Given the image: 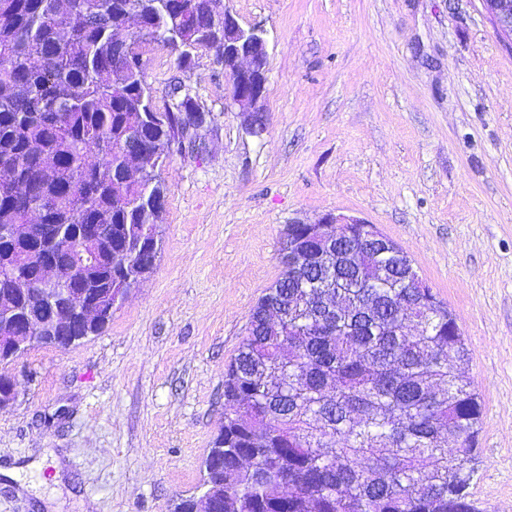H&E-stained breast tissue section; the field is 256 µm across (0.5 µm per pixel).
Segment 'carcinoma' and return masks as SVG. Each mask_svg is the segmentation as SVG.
I'll use <instances>...</instances> for the list:
<instances>
[{"label": "carcinoma", "instance_id": "cac0c4a2", "mask_svg": "<svg viewBox=\"0 0 512 512\" xmlns=\"http://www.w3.org/2000/svg\"><path fill=\"white\" fill-rule=\"evenodd\" d=\"M0 0V268L16 289L37 279L38 249L9 237L33 210L60 258L99 226L93 298L123 296L159 242L151 202L165 208L162 168L182 151L190 99L160 110L135 45L163 38L177 65L209 49L224 62V30L210 0ZM136 126L149 169L119 182L124 140ZM288 224L283 271L250 316L224 372V427L204 461L224 489L217 512H475L469 499L481 402L468 350L447 304L405 281L402 249L355 250L356 237L322 246ZM386 263L387 277L376 281Z\"/></svg>", "mask_w": 512, "mask_h": 512}]
</instances>
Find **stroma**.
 Instances as JSON below:
<instances>
[{"label": "stroma", "mask_w": 512, "mask_h": 512, "mask_svg": "<svg viewBox=\"0 0 512 512\" xmlns=\"http://www.w3.org/2000/svg\"><path fill=\"white\" fill-rule=\"evenodd\" d=\"M269 39L265 129L198 50L142 60L157 107L209 117L162 170L156 264L104 331L0 373V512H174L224 423V368L281 275L284 229L332 213L396 242L447 303L482 402L477 512H512V50L480 0H223Z\"/></svg>", "instance_id": "obj_1"}]
</instances>
